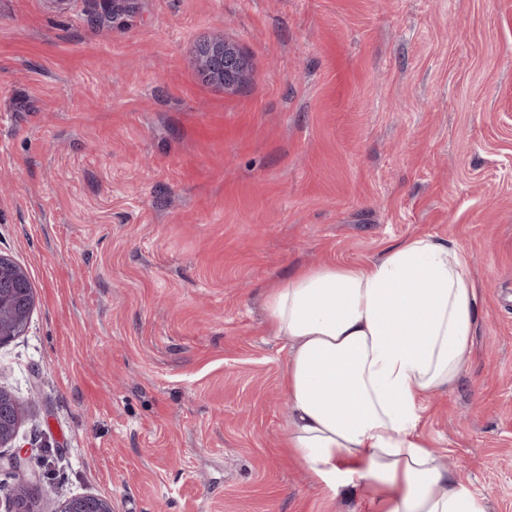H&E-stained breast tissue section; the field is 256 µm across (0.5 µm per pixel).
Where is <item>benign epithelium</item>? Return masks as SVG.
<instances>
[{
  "label": "benign epithelium",
  "mask_w": 512,
  "mask_h": 512,
  "mask_svg": "<svg viewBox=\"0 0 512 512\" xmlns=\"http://www.w3.org/2000/svg\"><path fill=\"white\" fill-rule=\"evenodd\" d=\"M195 63L201 75L208 81L232 91L249 82L252 72L250 57L234 42L218 33L200 43L195 49ZM35 307V295L26 271L13 260L0 254V344L30 319ZM20 407L0 395V447L16 438L15 424ZM31 457L16 452L0 461V467L8 473L21 475L27 483ZM60 512H115L112 501L93 495L66 500Z\"/></svg>",
  "instance_id": "benign-epithelium-1"
}]
</instances>
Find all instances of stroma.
<instances>
[{
    "instance_id": "stroma-1",
    "label": "stroma",
    "mask_w": 512,
    "mask_h": 512,
    "mask_svg": "<svg viewBox=\"0 0 512 512\" xmlns=\"http://www.w3.org/2000/svg\"><path fill=\"white\" fill-rule=\"evenodd\" d=\"M218 30L234 92L192 63ZM421 234L478 286L421 427L512 512V0H0V253L36 295L0 388L40 512H362L282 444L264 300ZM195 63L207 81L224 86V91L237 89L251 78L250 57L223 33L215 34L196 47ZM59 512H115L112 501L93 495L66 500Z\"/></svg>"
}]
</instances>
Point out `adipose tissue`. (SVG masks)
Returning a JSON list of instances; mask_svg holds the SVG:
<instances>
[{
  "instance_id": "ef3b65f1",
  "label": "adipose tissue",
  "mask_w": 512,
  "mask_h": 512,
  "mask_svg": "<svg viewBox=\"0 0 512 512\" xmlns=\"http://www.w3.org/2000/svg\"><path fill=\"white\" fill-rule=\"evenodd\" d=\"M266 308L290 342L285 444L314 478L368 512H486L420 429L425 398L457 384L477 322L458 245L415 235L363 266L305 267Z\"/></svg>"
}]
</instances>
